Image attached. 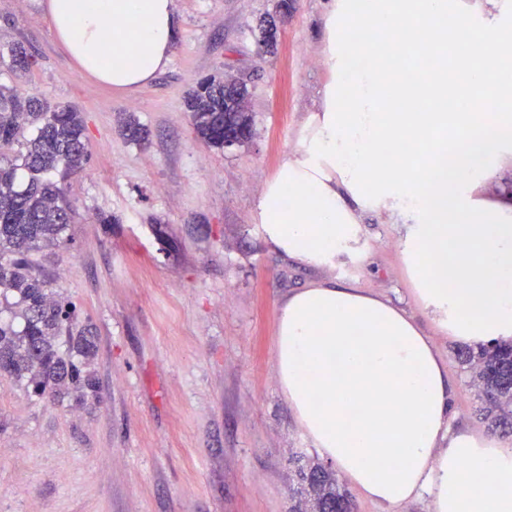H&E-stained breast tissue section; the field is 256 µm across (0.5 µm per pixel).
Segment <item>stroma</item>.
I'll list each match as a JSON object with an SVG mask.
<instances>
[{
    "label": "stroma",
    "mask_w": 512,
    "mask_h": 512,
    "mask_svg": "<svg viewBox=\"0 0 512 512\" xmlns=\"http://www.w3.org/2000/svg\"><path fill=\"white\" fill-rule=\"evenodd\" d=\"M176 0L168 66L130 95L82 72L43 0H0V49L38 62L0 82L82 111L88 160L69 185L73 242L33 253L56 296L80 306L97 349L98 392L80 406L42 400L0 377V512H290L297 467L322 464L274 370L276 313L313 284L352 282L404 308L448 366L457 425L488 437L461 340L439 331L410 279L407 228L359 214L358 258L313 268L267 243L255 202L296 149L328 73L327 0ZM277 28L261 49V23ZM244 77L252 136L214 149L196 139L187 91ZM146 132L137 143L124 124ZM113 216L110 224L98 214Z\"/></svg>",
    "instance_id": "35a3bbf8"
}]
</instances>
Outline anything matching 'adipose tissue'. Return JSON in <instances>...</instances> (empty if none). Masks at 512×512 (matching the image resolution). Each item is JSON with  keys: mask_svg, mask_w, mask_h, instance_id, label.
<instances>
[{"mask_svg": "<svg viewBox=\"0 0 512 512\" xmlns=\"http://www.w3.org/2000/svg\"><path fill=\"white\" fill-rule=\"evenodd\" d=\"M79 68L130 93L169 61L174 0H47ZM378 32L353 62L358 21ZM512 39V0H329L321 63L332 79L299 146L256 203L276 250L304 264L354 256L358 210L408 225L405 253L437 327L462 340L512 338V203L475 188L512 154V64L474 60L473 38ZM489 86L483 111L463 108ZM398 161L375 168L380 143ZM275 373L304 434L383 512L427 497L429 512H512V444L453 429L448 369L414 319L352 285H315L281 303Z\"/></svg>", "mask_w": 512, "mask_h": 512, "instance_id": "ef3b65f1", "label": "adipose tissue"}]
</instances>
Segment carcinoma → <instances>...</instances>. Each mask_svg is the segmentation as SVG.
I'll use <instances>...</instances> for the list:
<instances>
[{
    "instance_id": "1",
    "label": "carcinoma",
    "mask_w": 512,
    "mask_h": 512,
    "mask_svg": "<svg viewBox=\"0 0 512 512\" xmlns=\"http://www.w3.org/2000/svg\"><path fill=\"white\" fill-rule=\"evenodd\" d=\"M36 62L21 43L0 56V65L19 76ZM186 108L196 138L215 148L251 127L245 83L226 90L220 80L204 81L188 92ZM87 156L85 123L77 108L0 84V304L13 299L20 306L13 318H0V376L27 380L30 394L39 399L67 385L77 404L97 389L88 369L94 334L74 302L53 295L50 280L29 255L71 244L75 211L67 182ZM61 339L82 360L60 355ZM457 357L473 366L481 398L477 415L501 437L511 438L512 342L465 347ZM300 476L307 510L297 512H351L352 503L332 473L313 465Z\"/></svg>"
}]
</instances>
